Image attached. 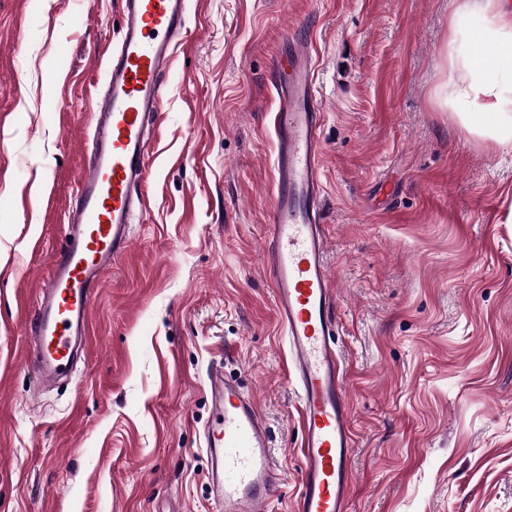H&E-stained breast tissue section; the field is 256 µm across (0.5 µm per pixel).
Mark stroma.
Wrapping results in <instances>:
<instances>
[{"label":"stroma","mask_w":512,"mask_h":512,"mask_svg":"<svg viewBox=\"0 0 512 512\" xmlns=\"http://www.w3.org/2000/svg\"><path fill=\"white\" fill-rule=\"evenodd\" d=\"M459 0H198L148 211L89 368L38 389L26 325L63 245L119 0H0V512H211L213 363L252 392L292 512L298 389L263 272L276 65L314 46L322 224L355 445L349 512H512V143L444 104Z\"/></svg>","instance_id":"35a3bbf8"}]
</instances>
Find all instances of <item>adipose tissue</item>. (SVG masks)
I'll use <instances>...</instances> for the list:
<instances>
[{
	"mask_svg": "<svg viewBox=\"0 0 512 512\" xmlns=\"http://www.w3.org/2000/svg\"><path fill=\"white\" fill-rule=\"evenodd\" d=\"M512 39V9L488 14L474 30L455 29L452 51L464 75L453 100L461 120L477 135L504 144L512 142V54L500 44Z\"/></svg>",
	"mask_w": 512,
	"mask_h": 512,
	"instance_id": "obj_1",
	"label": "adipose tissue"
}]
</instances>
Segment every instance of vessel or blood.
<instances>
[{
    "mask_svg": "<svg viewBox=\"0 0 512 512\" xmlns=\"http://www.w3.org/2000/svg\"><path fill=\"white\" fill-rule=\"evenodd\" d=\"M121 2L117 47L89 91L92 125L78 194L63 216L65 246L27 329L28 357L42 386L90 362L93 302L106 273L126 255L135 220L148 209L144 188L163 123L164 79L188 37L189 0ZM314 73L310 43H292L274 83V188L263 263L299 391L302 468L293 512H348L354 434L320 232L323 111ZM206 387L212 419L204 448L215 512H269L283 475L254 395L220 365L208 371Z\"/></svg>",
    "mask_w": 512,
    "mask_h": 512,
    "instance_id": "b4317fda",
    "label": "vessel or blood"
}]
</instances>
